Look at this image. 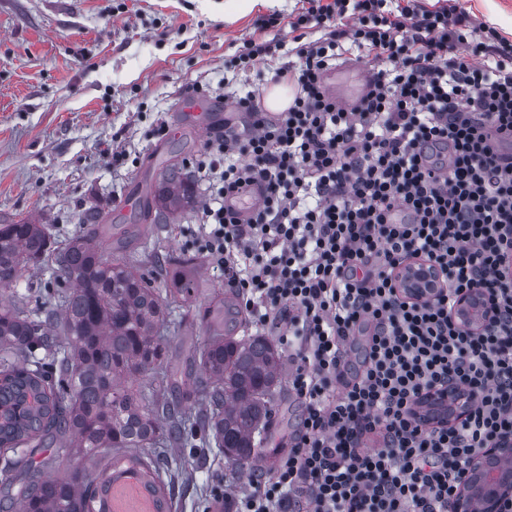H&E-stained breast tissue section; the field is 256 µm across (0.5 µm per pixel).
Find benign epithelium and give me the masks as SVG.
I'll return each mask as SVG.
<instances>
[{"instance_id":"7a95c632","label":"benign epithelium","mask_w":512,"mask_h":512,"mask_svg":"<svg viewBox=\"0 0 512 512\" xmlns=\"http://www.w3.org/2000/svg\"><path fill=\"white\" fill-rule=\"evenodd\" d=\"M441 275L427 262L418 261L398 271L396 287L415 301L433 299L439 292ZM453 317L468 331L479 332L491 327L494 313L489 301L477 290L456 297ZM448 402V422L457 424L465 419L471 405L470 395L450 385L440 391ZM512 444L499 443L482 449L466 466L460 486L451 502L450 512H499L504 499L512 496Z\"/></svg>"}]
</instances>
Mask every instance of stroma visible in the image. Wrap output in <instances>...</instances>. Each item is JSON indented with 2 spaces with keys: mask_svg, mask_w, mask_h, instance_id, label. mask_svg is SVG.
Segmentation results:
<instances>
[{
  "mask_svg": "<svg viewBox=\"0 0 512 512\" xmlns=\"http://www.w3.org/2000/svg\"><path fill=\"white\" fill-rule=\"evenodd\" d=\"M302 0H0V223L34 222L65 240L85 233L91 215L127 234L126 249L166 254L196 290L171 315V367L192 366L204 342L201 312L214 294L237 302L234 289L192 246L195 210L157 224L143 206L161 166L197 163L207 134L203 115L185 118L184 98L223 104L271 78L282 58L262 73L231 67L243 39L286 36ZM169 126L155 133L157 121ZM67 288L47 267L22 270L0 298L27 294L28 309ZM299 404L281 386L266 440L250 467L214 459L203 448H181L171 512H203L211 487L228 494L251 469L274 470L288 452Z\"/></svg>",
  "mask_w": 512,
  "mask_h": 512,
  "instance_id": "stroma-1",
  "label": "stroma"
}]
</instances>
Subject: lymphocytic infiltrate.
<instances>
[{
	"label": "lymphocytic infiltrate",
	"instance_id": "obj_1",
	"mask_svg": "<svg viewBox=\"0 0 512 512\" xmlns=\"http://www.w3.org/2000/svg\"><path fill=\"white\" fill-rule=\"evenodd\" d=\"M289 23L296 94L266 119L259 93L236 102L243 132L209 137L197 169L219 183L197 214L199 251L222 270L255 327L289 352L301 418L279 466L254 472L232 512H449L468 460L512 442V40L459 0H306ZM372 74L357 111L323 86L349 51ZM254 186L247 221L225 206ZM419 257L439 296H401L395 270ZM498 311L469 334L456 294ZM362 368L348 376L351 343ZM474 396L446 428L416 419L427 391Z\"/></svg>",
	"mask_w": 512,
	"mask_h": 512
}]
</instances>
